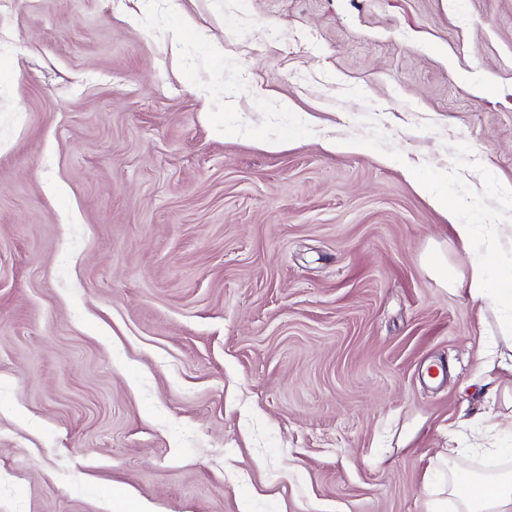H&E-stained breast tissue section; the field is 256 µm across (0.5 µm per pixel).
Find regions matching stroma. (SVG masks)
Segmentation results:
<instances>
[{
	"instance_id": "obj_1",
	"label": "stroma",
	"mask_w": 512,
	"mask_h": 512,
	"mask_svg": "<svg viewBox=\"0 0 512 512\" xmlns=\"http://www.w3.org/2000/svg\"><path fill=\"white\" fill-rule=\"evenodd\" d=\"M178 3L0 9V512H428L493 468L512 0ZM456 289H464L473 300L482 303V313H492L497 319V336L473 375V381L495 404L500 377L512 376V259L499 263L494 279L488 277L483 265L473 264L467 288Z\"/></svg>"
}]
</instances>
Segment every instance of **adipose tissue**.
Instances as JSON below:
<instances>
[{
  "label": "adipose tissue",
  "instance_id": "adipose-tissue-1",
  "mask_svg": "<svg viewBox=\"0 0 512 512\" xmlns=\"http://www.w3.org/2000/svg\"><path fill=\"white\" fill-rule=\"evenodd\" d=\"M466 292L480 302L482 312L497 319V335L473 380L488 396H501L504 406L512 407V390L500 388L501 376L512 375V259L500 262L492 278L483 265H472ZM458 455L452 448L438 461L444 477L434 512H512V466L489 475L470 474L456 465Z\"/></svg>",
  "mask_w": 512,
  "mask_h": 512
}]
</instances>
